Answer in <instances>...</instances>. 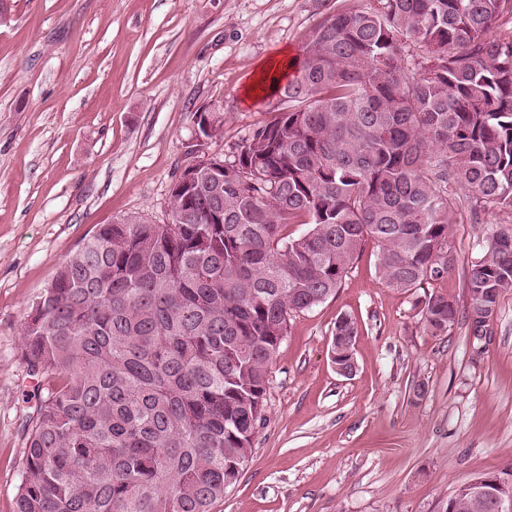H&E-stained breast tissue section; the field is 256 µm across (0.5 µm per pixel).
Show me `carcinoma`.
<instances>
[{
  "label": "carcinoma",
  "instance_id": "cac0c4a2",
  "mask_svg": "<svg viewBox=\"0 0 512 512\" xmlns=\"http://www.w3.org/2000/svg\"><path fill=\"white\" fill-rule=\"evenodd\" d=\"M373 2L309 31L273 117L218 157L224 187L170 195L166 224L101 225L32 301L15 512H212L252 453L291 314L335 295L369 239L390 288L447 277L454 186L477 223L512 212V0ZM465 288L485 336L512 290L511 228ZM422 303L433 335L457 323L448 295ZM333 335L358 326L342 315ZM465 488L446 512H487Z\"/></svg>",
  "mask_w": 512,
  "mask_h": 512
}]
</instances>
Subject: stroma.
Masks as SVG:
<instances>
[{
	"label": "stroma",
	"mask_w": 512,
	"mask_h": 512,
	"mask_svg": "<svg viewBox=\"0 0 512 512\" xmlns=\"http://www.w3.org/2000/svg\"><path fill=\"white\" fill-rule=\"evenodd\" d=\"M373 0H0V512H14L37 381L22 356L31 300L84 239L116 218L167 220L191 163L193 114L224 109L209 155L268 120L246 99L259 67L298 56L328 10ZM457 262L430 289L467 310L465 272L487 234L463 190ZM419 293L387 287L366 242L335 296L293 314L270 368L265 422L213 512H444L461 484L512 464V291L489 342L467 321L427 329ZM352 316L354 375L331 360Z\"/></svg>",
	"instance_id": "1"
}]
</instances>
